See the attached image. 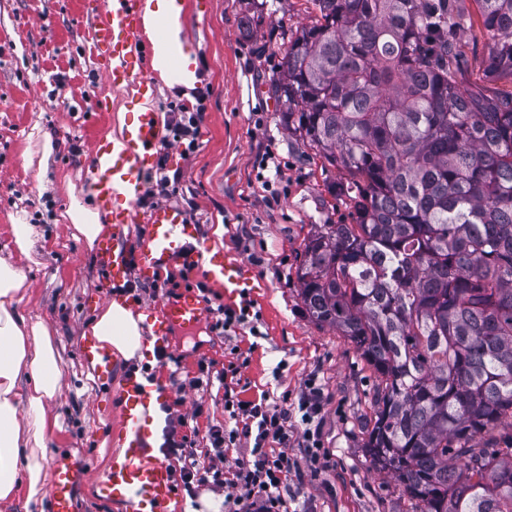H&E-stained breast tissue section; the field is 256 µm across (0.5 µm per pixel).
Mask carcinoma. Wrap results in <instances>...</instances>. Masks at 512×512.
I'll list each match as a JSON object with an SVG mask.
<instances>
[{
    "label": "carcinoma",
    "mask_w": 512,
    "mask_h": 512,
    "mask_svg": "<svg viewBox=\"0 0 512 512\" xmlns=\"http://www.w3.org/2000/svg\"><path fill=\"white\" fill-rule=\"evenodd\" d=\"M312 2L270 93L352 223L308 236L302 303L373 369L363 452L408 512H512V95L460 86L454 0ZM475 2L512 76V0Z\"/></svg>",
    "instance_id": "carcinoma-1"
}]
</instances>
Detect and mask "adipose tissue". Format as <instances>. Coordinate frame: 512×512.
<instances>
[{
	"label": "adipose tissue",
	"mask_w": 512,
	"mask_h": 512,
	"mask_svg": "<svg viewBox=\"0 0 512 512\" xmlns=\"http://www.w3.org/2000/svg\"><path fill=\"white\" fill-rule=\"evenodd\" d=\"M181 7L176 0H144L142 22L153 33L159 19L170 21L166 37L154 40L151 67L168 84L193 89L196 71H173V52L183 49ZM65 217L74 240L94 244L112 230L101 212L71 205ZM24 276L0 259V502L20 503L22 512H40L46 461L44 407L57 394L61 371L48 328L18 308L24 297ZM145 317L113 301L84 330L124 360L142 361L153 344L144 335Z\"/></svg>",
	"instance_id": "obj_1"
}]
</instances>
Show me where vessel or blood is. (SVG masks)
I'll use <instances>...</instances> for the list:
<instances>
[{
  "label": "vessel or blood",
  "instance_id": "vessel-or-blood-1",
  "mask_svg": "<svg viewBox=\"0 0 512 512\" xmlns=\"http://www.w3.org/2000/svg\"><path fill=\"white\" fill-rule=\"evenodd\" d=\"M102 6V19L93 28L92 42L107 81L113 91L122 92L134 85L140 95H148L153 86L145 62L152 47L141 35V0H103ZM122 142L109 165H102L95 156L90 159L87 171V178L94 186L95 204L112 213V234L96 245L97 262L108 283L121 284L133 271L148 281L164 266L181 262L199 268L209 282L223 288L224 303L228 306L245 289L259 287L256 275L234 256H206L198 226L183 209L162 204L148 213L140 212L138 203L145 189L144 177L154 167L162 145V124L154 107L139 110ZM134 224L142 225L144 238L131 256L123 239ZM203 311V303L191 291L164 299L154 314L156 341L164 342L174 326L196 322ZM80 349L97 382L111 383L115 361L108 350L90 336L82 338ZM118 398L119 421L131 433L132 440L125 462L101 484V496L107 501H122L131 493L137 498L135 512H166L174 495L173 478L166 460L152 455L141 444L136 409L144 395L135 376L125 378ZM91 465L87 455L76 458L60 454L54 458L49 490L51 512H76L74 488Z\"/></svg>",
  "mask_w": 512,
  "mask_h": 512
}]
</instances>
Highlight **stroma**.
Instances as JSON below:
<instances>
[{
    "mask_svg": "<svg viewBox=\"0 0 512 512\" xmlns=\"http://www.w3.org/2000/svg\"><path fill=\"white\" fill-rule=\"evenodd\" d=\"M183 42L195 54L200 84L190 95L155 81L153 104L167 128L159 154L181 177L177 191L155 203L181 206L207 245L246 262L260 288L238 303L244 320L217 327L223 289L199 297L206 313L191 331L173 332L154 364L116 360L111 387L96 383L80 356L81 334L101 306L122 294L134 310L151 313L158 301L197 289L200 272L180 265L153 281L130 273L121 291L103 282L93 249L71 239L64 213L76 187L83 205L85 162L107 148L117 115L134 111L135 89L114 93L92 49L101 0H0V257L26 276L23 313L49 329L59 354L61 385L47 403V455L100 459L105 442L121 434L114 389L132 372L165 385L162 409L185 419L178 435L210 450L208 430L235 428L228 400L264 401L289 411L285 450L288 512H406L395 482L377 474L363 455V425L375 377L355 346L336 329L310 319L299 297L296 270L305 240L318 224L351 223V204L334 188L343 175L281 125L269 86L279 72L283 32H296L316 14L312 0H261L263 21L249 30L243 0H192ZM460 82L491 96L512 93V77L486 74L489 37L473 26L458 37ZM203 108L197 145L174 139L170 109ZM276 176L272 187L263 179ZM36 225L41 266L29 269L13 249L12 227ZM210 363L198 370L199 360ZM322 390L319 459H312L297 402L308 382Z\"/></svg>",
    "mask_w": 512,
    "mask_h": 512,
    "instance_id": "obj_1",
    "label": "stroma"
}]
</instances>
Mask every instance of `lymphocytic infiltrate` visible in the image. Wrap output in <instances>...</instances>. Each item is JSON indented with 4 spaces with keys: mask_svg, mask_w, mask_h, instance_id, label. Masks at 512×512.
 Returning <instances> with one entry per match:
<instances>
[{
    "mask_svg": "<svg viewBox=\"0 0 512 512\" xmlns=\"http://www.w3.org/2000/svg\"><path fill=\"white\" fill-rule=\"evenodd\" d=\"M230 416L242 421L244 434L254 437L252 465L242 464L227 473L217 460L201 463L188 439L169 440L167 453L181 463L179 478L183 489L190 494L207 484L217 489H240L257 512H287L284 492L291 463L286 452L269 449L270 444L282 446L288 440L284 416L268 412L262 405L243 401L238 402Z\"/></svg>",
    "mask_w": 512,
    "mask_h": 512,
    "instance_id": "1",
    "label": "lymphocytic infiltrate"
}]
</instances>
